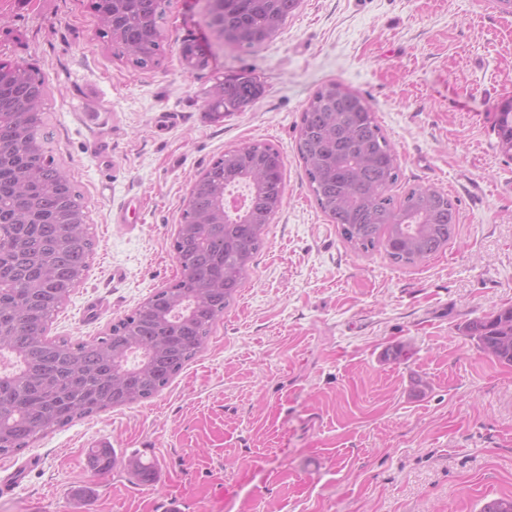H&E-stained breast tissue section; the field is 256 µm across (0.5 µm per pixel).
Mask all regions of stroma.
<instances>
[{
    "label": "stroma",
    "mask_w": 512,
    "mask_h": 512,
    "mask_svg": "<svg viewBox=\"0 0 512 512\" xmlns=\"http://www.w3.org/2000/svg\"><path fill=\"white\" fill-rule=\"evenodd\" d=\"M206 0H171L165 57L130 72L88 0H0V59L37 67L52 146L83 194L95 249L50 337L90 340L178 272L181 207L209 162L249 141L285 159V203L205 348L155 397L75 420L5 460L0 512H479L512 497V366L467 325L512 306V157L494 133L512 100V13L497 0H301L252 51L216 40ZM206 48L204 68L180 49ZM264 87L219 123L225 74ZM371 105L398 191L448 194L455 240L418 265L356 252L316 205L297 156L314 91ZM133 197L132 224L112 214ZM398 347L407 357L385 358ZM119 462L94 469L91 446ZM149 463L142 483L123 458Z\"/></svg>",
    "instance_id": "35a3bbf8"
}]
</instances>
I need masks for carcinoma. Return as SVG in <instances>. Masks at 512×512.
<instances>
[{"instance_id": "carcinoma-1", "label": "carcinoma", "mask_w": 512, "mask_h": 512, "mask_svg": "<svg viewBox=\"0 0 512 512\" xmlns=\"http://www.w3.org/2000/svg\"><path fill=\"white\" fill-rule=\"evenodd\" d=\"M300 0H209L205 23L217 40L252 50L273 39ZM98 35L137 73L154 72L164 55L168 0H90ZM187 65H206L195 43H182ZM45 76L0 61V458L76 419L150 399L205 346L264 246L265 230L284 204L285 159L250 142L214 159L192 185L172 242L181 276L155 291L90 341L50 339L49 323L82 282L94 251L83 195L48 144ZM261 94L246 72L224 76L207 104L219 123ZM498 147L512 154V112L499 113ZM297 152L319 209L353 249L385 252L414 265L443 251L458 212L432 186L394 193L401 169L368 102L342 83L322 85L302 112ZM244 187L246 209L226 210L225 192ZM467 332L490 358L512 365V307L471 322ZM100 471L110 448L91 451ZM125 465L144 483L150 466Z\"/></svg>"}]
</instances>
